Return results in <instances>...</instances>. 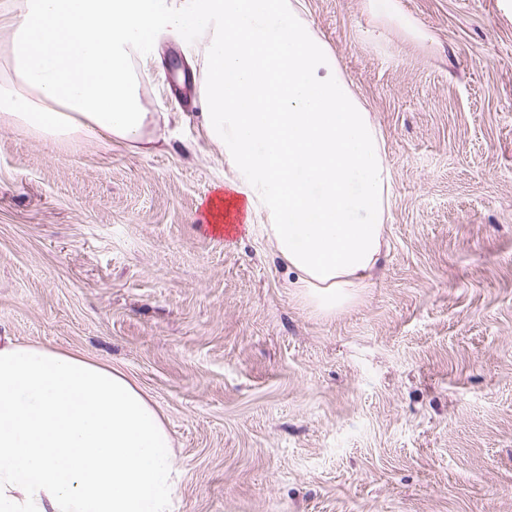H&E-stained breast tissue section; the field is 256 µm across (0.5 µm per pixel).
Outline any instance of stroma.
I'll list each match as a JSON object with an SVG mask.
<instances>
[{
  "instance_id": "35a3bbf8",
  "label": "stroma",
  "mask_w": 512,
  "mask_h": 512,
  "mask_svg": "<svg viewBox=\"0 0 512 512\" xmlns=\"http://www.w3.org/2000/svg\"><path fill=\"white\" fill-rule=\"evenodd\" d=\"M385 138L387 248L312 313L260 225L217 237L199 68L162 38L168 140L0 121V340L92 357L163 414L175 512H512V0H301Z\"/></svg>"
}]
</instances>
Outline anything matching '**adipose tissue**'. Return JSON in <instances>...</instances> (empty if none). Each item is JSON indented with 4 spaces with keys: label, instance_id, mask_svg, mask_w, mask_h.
I'll list each match as a JSON object with an SVG mask.
<instances>
[{
    "label": "adipose tissue",
    "instance_id": "1",
    "mask_svg": "<svg viewBox=\"0 0 512 512\" xmlns=\"http://www.w3.org/2000/svg\"><path fill=\"white\" fill-rule=\"evenodd\" d=\"M195 40L198 118L231 177L210 229L258 224L314 313L371 284L386 247L384 138L299 0H0V119L56 143L150 151L139 72L158 33ZM173 440L121 372L0 343V512H171Z\"/></svg>",
    "mask_w": 512,
    "mask_h": 512
}]
</instances>
